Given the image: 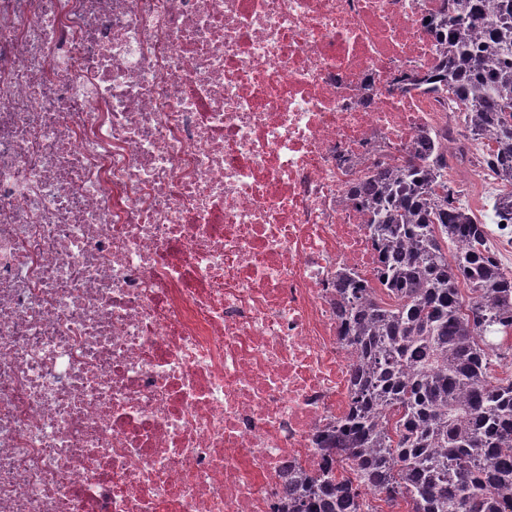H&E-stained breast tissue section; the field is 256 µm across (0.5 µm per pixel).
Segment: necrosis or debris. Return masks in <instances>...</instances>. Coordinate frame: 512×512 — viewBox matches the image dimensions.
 Here are the masks:
<instances>
[{"instance_id":"obj_1","label":"necrosis or debris","mask_w":512,"mask_h":512,"mask_svg":"<svg viewBox=\"0 0 512 512\" xmlns=\"http://www.w3.org/2000/svg\"><path fill=\"white\" fill-rule=\"evenodd\" d=\"M448 0H0V512H275L351 408L354 199L476 143Z\"/></svg>"}]
</instances>
